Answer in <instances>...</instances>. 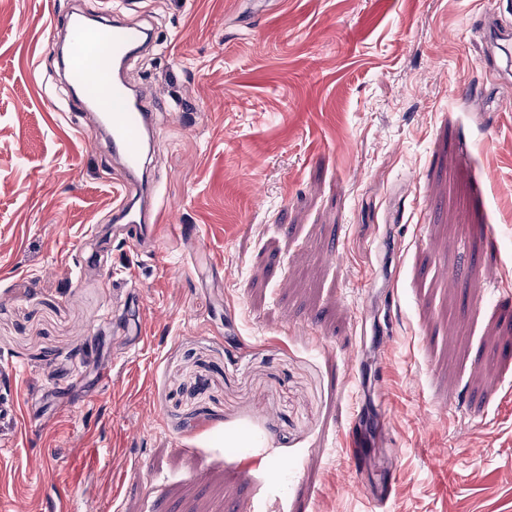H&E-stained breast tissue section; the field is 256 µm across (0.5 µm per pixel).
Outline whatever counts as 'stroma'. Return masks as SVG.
<instances>
[{
  "label": "stroma",
  "instance_id": "35a3bbf8",
  "mask_svg": "<svg viewBox=\"0 0 512 512\" xmlns=\"http://www.w3.org/2000/svg\"><path fill=\"white\" fill-rule=\"evenodd\" d=\"M130 3L192 239L113 237L68 0H0V512H512V0Z\"/></svg>",
  "mask_w": 512,
  "mask_h": 512
}]
</instances>
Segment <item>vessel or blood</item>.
Wrapping results in <instances>:
<instances>
[{"label": "vessel or blood", "instance_id": "vessel-or-blood-1", "mask_svg": "<svg viewBox=\"0 0 512 512\" xmlns=\"http://www.w3.org/2000/svg\"><path fill=\"white\" fill-rule=\"evenodd\" d=\"M52 29H63L67 47L52 43V50H63L62 66L67 87L73 96L88 97L101 118L99 132L124 161L119 182L121 201L112 208V220L120 224L125 238L136 241L154 236L158 224L167 217L165 208L155 204V189L144 182L141 171L146 148L154 140L151 113L144 95L125 82L121 66L151 42L149 29L118 19L86 22L81 14L70 12L67 24L50 18Z\"/></svg>", "mask_w": 512, "mask_h": 512}]
</instances>
